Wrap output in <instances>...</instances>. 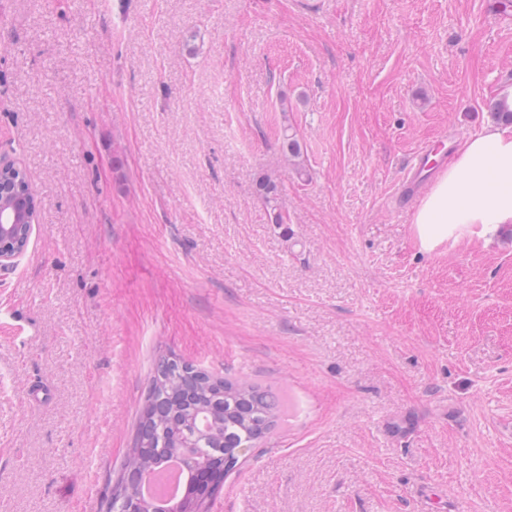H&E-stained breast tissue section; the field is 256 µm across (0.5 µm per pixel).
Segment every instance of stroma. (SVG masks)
Wrapping results in <instances>:
<instances>
[{
	"label": "stroma",
	"mask_w": 512,
	"mask_h": 512,
	"mask_svg": "<svg viewBox=\"0 0 512 512\" xmlns=\"http://www.w3.org/2000/svg\"><path fill=\"white\" fill-rule=\"evenodd\" d=\"M485 4L0 0L37 199L0 268V512H104L162 356L286 400L204 512H512V224L426 252L394 203L512 96Z\"/></svg>",
	"instance_id": "stroma-1"
}]
</instances>
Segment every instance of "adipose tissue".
Masks as SVG:
<instances>
[{"instance_id":"obj_1","label":"adipose tissue","mask_w":512,"mask_h":512,"mask_svg":"<svg viewBox=\"0 0 512 512\" xmlns=\"http://www.w3.org/2000/svg\"><path fill=\"white\" fill-rule=\"evenodd\" d=\"M422 250L462 228L487 236L512 224V126L490 125L466 139L415 209Z\"/></svg>"}]
</instances>
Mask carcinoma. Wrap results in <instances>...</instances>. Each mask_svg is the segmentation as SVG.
Wrapping results in <instances>:
<instances>
[{
    "label": "carcinoma",
    "mask_w": 512,
    "mask_h": 512,
    "mask_svg": "<svg viewBox=\"0 0 512 512\" xmlns=\"http://www.w3.org/2000/svg\"><path fill=\"white\" fill-rule=\"evenodd\" d=\"M489 109L497 119L512 123L507 98L492 101ZM282 149L297 160L294 170L301 173L300 141L289 126L283 130ZM281 407L280 397L270 389L232 381L176 359L160 360L138 418L134 445L106 512H122V497L137 501L139 512H157L156 504L141 496L139 476L172 457L186 442L193 444V455L185 461L189 486L175 507L179 512H201L204 501L237 465L241 449L254 447L270 433Z\"/></svg>",
    "instance_id": "cac0c4a2"
}]
</instances>
